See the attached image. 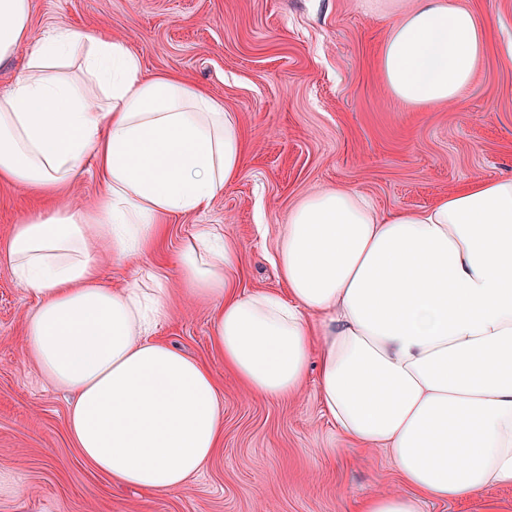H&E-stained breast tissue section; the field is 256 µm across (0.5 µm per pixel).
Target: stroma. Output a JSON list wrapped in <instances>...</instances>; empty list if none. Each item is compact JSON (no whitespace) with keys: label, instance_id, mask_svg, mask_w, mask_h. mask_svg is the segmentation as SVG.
<instances>
[{"label":"stroma","instance_id":"1","mask_svg":"<svg viewBox=\"0 0 512 512\" xmlns=\"http://www.w3.org/2000/svg\"><path fill=\"white\" fill-rule=\"evenodd\" d=\"M490 19L472 82L453 105L393 99L378 72L402 0H31V36L51 25L123 42L148 72L175 73L235 113L246 164L203 214L168 217L157 248L108 262L112 287L137 269L166 273L170 317L157 339L203 363L224 399L209 467L167 494L110 483L83 465L66 432L69 394L44 384L24 350L32 300L0 265V512H342L350 497L398 486L381 450L354 460L321 412L314 378L295 397L246 396L214 347V301L185 295L171 263L200 225L239 241L244 291L284 292L269 257L279 224L306 194L342 185L382 212L430 205L478 175L512 176V0H458ZM88 172L64 199L0 182V241L61 203L94 208ZM26 487L18 496V487Z\"/></svg>","mask_w":512,"mask_h":512}]
</instances>
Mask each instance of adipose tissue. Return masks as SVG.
<instances>
[{"label":"adipose tissue","mask_w":512,"mask_h":512,"mask_svg":"<svg viewBox=\"0 0 512 512\" xmlns=\"http://www.w3.org/2000/svg\"><path fill=\"white\" fill-rule=\"evenodd\" d=\"M30 0H0V181L58 193L95 163L98 213L70 206L16 225L0 248L36 303L25 349L72 392L67 431L111 482L156 494L209 465L223 433L210 370L153 331L167 279L107 282L165 234L163 217L208 211L245 165L233 113L124 43L64 26L30 35ZM487 22L456 0H418L391 26L379 75L406 105L451 104L483 54ZM242 246L201 229L176 263L190 295L213 297L212 340L246 395L296 394L318 374L325 415L358 457L384 450L397 488L345 512H424L512 487V177L470 178L433 205L380 213L359 191L302 198L272 262L287 295L238 288Z\"/></svg>","instance_id":"obj_1"}]
</instances>
